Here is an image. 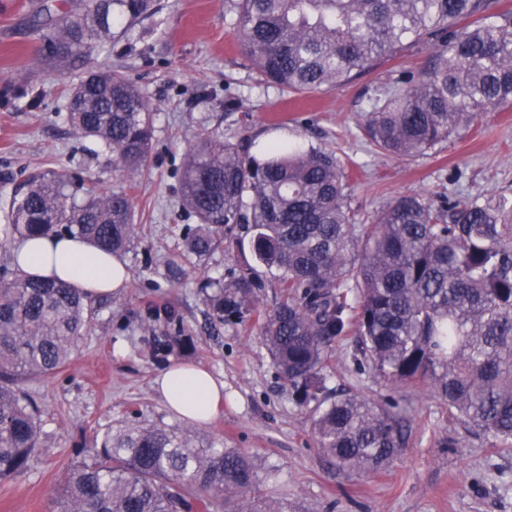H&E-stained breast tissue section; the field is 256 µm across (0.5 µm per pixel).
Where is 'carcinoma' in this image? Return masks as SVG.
<instances>
[{
  "instance_id": "1",
  "label": "carcinoma",
  "mask_w": 512,
  "mask_h": 512,
  "mask_svg": "<svg viewBox=\"0 0 512 512\" xmlns=\"http://www.w3.org/2000/svg\"><path fill=\"white\" fill-rule=\"evenodd\" d=\"M234 37L263 77L315 91L346 84L408 43L431 51L424 70L402 72L375 99L366 133L398 157L436 148L479 114L512 104V12L495 0H230ZM152 0H81L56 15L45 2L35 24L38 61L64 69L112 43L120 17L135 22ZM74 133L138 174L152 157L150 102L121 72L98 70L69 93ZM196 136L181 172L182 208L197 219L184 237L202 260L219 246L251 260L199 289L211 318L260 325L262 340L300 406H314L317 447L342 469L370 475L402 446L391 409L328 394L332 343L355 334V359L398 385L433 392L467 432L512 444V197L463 200L400 195L359 224L349 176L336 154ZM8 230L21 239L71 235L124 253L137 230L122 190L86 188L61 171L35 173L14 196ZM275 273L280 297L261 308L257 267ZM94 318L92 302L67 283L0 268V479L27 469L47 436L26 378L68 365ZM192 337H152L164 364ZM258 475L239 448L203 445L191 429L122 421L93 440L71 467L60 512H280L256 506Z\"/></svg>"
}]
</instances>
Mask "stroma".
<instances>
[{
	"label": "stroma",
	"mask_w": 512,
	"mask_h": 512,
	"mask_svg": "<svg viewBox=\"0 0 512 512\" xmlns=\"http://www.w3.org/2000/svg\"><path fill=\"white\" fill-rule=\"evenodd\" d=\"M36 2L0 0V265L11 259L3 244L9 201L36 170H64L102 192L125 190L138 229L124 255L126 287L98 305L63 372L27 381L48 443L26 471L0 480V512H57L66 470L86 458L95 435L130 413L184 427L152 387L160 368L142 323L163 307L193 337L191 347H173L168 361L197 364L224 381L219 414L197 433L213 447L250 453L261 500L281 512H512V447L466 433L432 394L356 365L352 335L334 343L327 385L374 403L394 398L405 443L376 475L338 470L317 447L312 413L294 401L257 324L211 322L197 281L227 275L237 259L221 249L202 263L181 259L196 220L181 206L179 183L184 158L206 128L250 140L257 151L295 144L334 152L352 174L349 203L362 221L400 195H512V105L480 115L435 150L398 158L369 143V105L392 89L397 71L424 68L423 48L381 59L340 87L293 94L263 81L241 54L229 0H154L152 15L115 24L120 37L107 49L58 72L37 62ZM92 67L123 72L152 105V163L137 175L115 171L101 146L74 136L65 120L69 86ZM15 86L26 87L27 97L11 100Z\"/></svg>",
	"instance_id": "obj_1"
}]
</instances>
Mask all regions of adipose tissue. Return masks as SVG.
I'll return each instance as SVG.
<instances>
[{"instance_id":"adipose-tissue-1","label":"adipose tissue","mask_w":512,"mask_h":512,"mask_svg":"<svg viewBox=\"0 0 512 512\" xmlns=\"http://www.w3.org/2000/svg\"><path fill=\"white\" fill-rule=\"evenodd\" d=\"M14 265L31 275L68 282L91 299L119 292L128 279L122 259L105 254L79 237H38L12 251ZM153 388L166 409L181 419L205 424L217 413L224 382L207 370L174 363L161 371Z\"/></svg>"}]
</instances>
